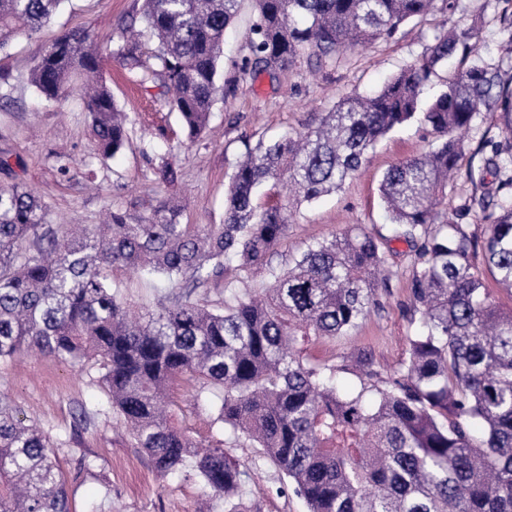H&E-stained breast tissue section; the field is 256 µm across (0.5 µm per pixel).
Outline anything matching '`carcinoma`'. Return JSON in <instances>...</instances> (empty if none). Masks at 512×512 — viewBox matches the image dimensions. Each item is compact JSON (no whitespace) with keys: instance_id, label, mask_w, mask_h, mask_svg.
<instances>
[{"instance_id":"1","label":"carcinoma","mask_w":512,"mask_h":512,"mask_svg":"<svg viewBox=\"0 0 512 512\" xmlns=\"http://www.w3.org/2000/svg\"><path fill=\"white\" fill-rule=\"evenodd\" d=\"M64 0H0V49L38 32ZM434 0H254L253 70L274 76L304 53L335 63L351 48L395 35ZM240 0H143L142 29L121 31L117 55L140 87L161 83L186 140L207 128L220 87L224 34ZM472 31L441 29L422 54L378 91L354 92L315 126L245 144L224 200V223L182 224L162 204L132 224L112 211L103 224L52 225L31 191L0 189V359L29 350L94 360L112 410L166 476L192 471L249 512L241 470L168 414L171 385L195 378L222 391L214 421L264 450L309 512H512V311L501 312L484 272L512 292V77L480 60L425 90L446 59L472 52ZM85 30L45 45L30 70L39 97L80 94L102 155L128 140V117L100 76ZM483 112L500 114L486 140L483 191L467 210L486 224L484 264L469 225L448 217V185L465 154L462 133ZM412 122L437 139L429 152L391 166L380 183L393 239L417 252L411 279L419 326L398 378L345 396L332 372L297 345L346 333L377 304L383 235L355 225L315 241L282 268L272 263L291 211L336 191L393 129ZM292 196L256 202L265 183ZM136 268L181 288H208L231 270L265 272L264 296L231 294L211 308L190 298L131 316L108 282ZM0 512H70L55 445L44 429L0 399Z\"/></svg>"}]
</instances>
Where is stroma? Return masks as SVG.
Wrapping results in <instances>:
<instances>
[{
    "label": "stroma",
    "mask_w": 512,
    "mask_h": 512,
    "mask_svg": "<svg viewBox=\"0 0 512 512\" xmlns=\"http://www.w3.org/2000/svg\"><path fill=\"white\" fill-rule=\"evenodd\" d=\"M141 7L142 0H67L48 25L36 34L15 37L8 52L0 54V69L11 74L8 96L0 98V188L19 184L34 192L50 223L98 224L112 210L127 212L135 222L168 198L184 203L181 223H223L224 191L245 143L315 125L346 95L380 88L419 56L443 27L476 26V58L499 63L506 75H512V59L501 53L502 45L512 40V28L501 22L503 15L512 14V0H459L455 12L433 10L390 39L348 51L339 63L319 67L304 55L275 78L251 73L249 35L255 10L252 0H242L225 34L219 63L224 98L213 106L206 133L190 143L176 113L166 105L169 91L153 85L134 87L122 62L110 53L111 38L138 16ZM77 28L93 34L102 56V75L129 115V140L113 158L100 156L87 107L78 95L48 105L29 83L30 68L43 47ZM434 144L430 130L417 123L387 134L341 190L303 205L293 216L275 264L287 265L311 241L352 224L389 235L390 219L379 196L382 176L394 163L420 156ZM61 157L70 162L65 175L57 169ZM165 157L177 171L172 185L157 176ZM415 262L412 248L392 242L386 252L387 284L378 289L371 314L348 335L301 344V357L332 368L343 392L358 393L369 370L383 382L394 378L414 330L410 281ZM110 279L123 301L142 311L181 294L133 269L112 270ZM102 374L101 366L91 360L61 361L35 352L0 360V395L56 444L73 512H224L223 499L199 478L157 474L120 417L109 409ZM216 395V389L202 391L195 382H177L172 391L173 421L239 462L241 491L251 512H309L263 449L212 424Z\"/></svg>",
    "instance_id": "1"
}]
</instances>
